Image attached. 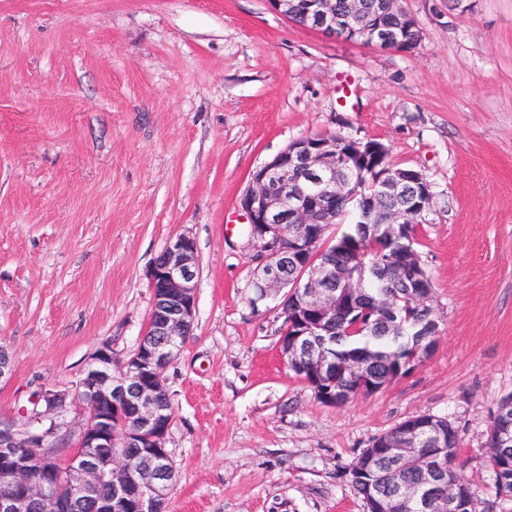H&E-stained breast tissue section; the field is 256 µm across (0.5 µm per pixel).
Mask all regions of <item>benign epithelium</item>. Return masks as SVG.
Instances as JSON below:
<instances>
[{
    "instance_id": "1",
    "label": "benign epithelium",
    "mask_w": 512,
    "mask_h": 512,
    "mask_svg": "<svg viewBox=\"0 0 512 512\" xmlns=\"http://www.w3.org/2000/svg\"><path fill=\"white\" fill-rule=\"evenodd\" d=\"M272 8L295 24L383 48L403 50L418 30L415 19L402 0H267ZM396 17L394 35L385 36L386 27L377 16ZM357 165L346 156L329 135H308L256 167L240 207L251 227V239L260 248V273L252 281L254 301L269 292L286 291L298 308L283 304L284 316L314 317L301 335L305 344H292L297 363L315 380L333 366L319 347L336 325V315L344 310L357 312L361 286L350 280L332 288L336 277V257L326 253L321 235L336 223V213L353 214L362 224H380L394 236L395 225L420 217L430 208L432 193L424 175L413 168L388 167L377 181L378 196L399 198L408 212L378 207L375 199L361 196L356 176L365 168L376 169L386 152L375 141H349ZM311 183L314 192L301 185ZM285 224L298 227L289 237L281 231ZM299 275L288 277V267ZM386 276L397 275L411 298L427 308L422 336L426 350L434 351L440 317L433 304L430 277L419 253H400L382 266ZM200 275L197 250L192 238L171 239L154 259L149 271L153 304L146 333L133 354L115 368L112 344L104 341L92 353L74 382L81 402L82 422L75 448L63 467L47 452L58 429L57 419L68 405L69 393L46 387L30 400L15 419L0 421V512H36L46 501L54 512H165L171 493L174 469L166 440L172 424L171 404L164 374L176 362L184 339L194 329L196 287ZM283 356L289 346L280 344ZM49 422L35 432L32 423ZM123 428L117 435L116 428ZM365 512H395L403 500L416 496V488L391 489L397 483L395 468L376 465ZM425 485L440 498L443 507L465 512L469 504L459 491L466 480L459 478L444 490L439 476L426 473Z\"/></svg>"
}]
</instances>
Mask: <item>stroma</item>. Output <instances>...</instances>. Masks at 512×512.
<instances>
[{
	"instance_id": "1",
	"label": "stroma",
	"mask_w": 512,
	"mask_h": 512,
	"mask_svg": "<svg viewBox=\"0 0 512 512\" xmlns=\"http://www.w3.org/2000/svg\"><path fill=\"white\" fill-rule=\"evenodd\" d=\"M410 50L333 38L266 0H0V418L71 386L105 341L131 355L149 269L191 237L194 329L165 374L167 512H364L349 467L414 415L460 428L486 492V429L512 392V0H405ZM377 141L420 171L417 250L433 355L343 408L279 352L282 293L255 301L239 200L291 142Z\"/></svg>"
}]
</instances>
